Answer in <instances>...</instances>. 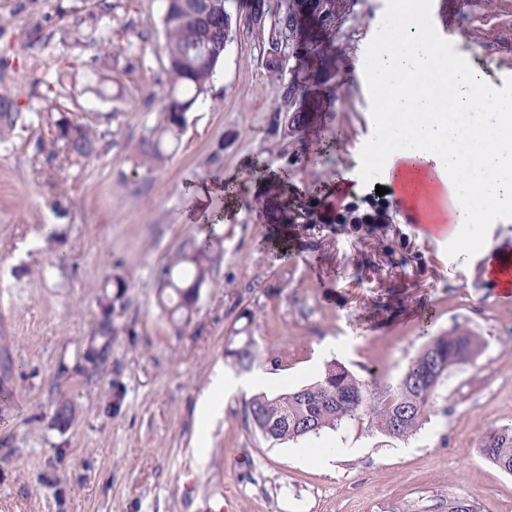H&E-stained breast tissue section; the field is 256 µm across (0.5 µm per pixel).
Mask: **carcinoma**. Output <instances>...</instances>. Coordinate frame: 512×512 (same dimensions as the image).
Masks as SVG:
<instances>
[{"label":"carcinoma","instance_id":"carcinoma-1","mask_svg":"<svg viewBox=\"0 0 512 512\" xmlns=\"http://www.w3.org/2000/svg\"><path fill=\"white\" fill-rule=\"evenodd\" d=\"M225 3L226 0H164L162 21L170 91L163 99L156 124L146 128L142 136V163L161 158L167 148L180 143L188 112L212 86L224 53L223 44L232 37ZM320 4L321 0H290L286 11L273 16L266 53L277 56L286 39L296 45L301 55L330 63L322 43L305 35L303 27L305 16L319 27L328 25L319 17ZM310 75L311 71L299 69L282 84L281 97L285 103H293L299 83ZM24 119L15 97L1 93L0 134ZM54 126L57 134L48 142L38 139L39 149L48 146L51 156L61 155L73 164L98 153L101 137L90 124L62 115ZM219 243V238L211 236L177 253L161 271L159 304L172 322L190 324ZM100 305L102 318L95 335L102 339V349L108 350L112 337L118 333L113 318L114 298L105 294ZM229 344L232 348L227 354L233 364L241 371L251 370L257 360L253 338H232ZM482 347L481 338L469 330L453 328L438 333L428 339L394 388L362 379L346 366L331 361L312 384L274 397L260 393L250 398L246 403V424L265 440L280 443L317 436L325 429L334 430L350 421L364 423L393 439H405L428 420L448 372L473 359ZM480 452L498 467L512 469V426L488 430Z\"/></svg>","mask_w":512,"mask_h":512}]
</instances>
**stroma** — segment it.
<instances>
[{
    "label": "stroma",
    "mask_w": 512,
    "mask_h": 512,
    "mask_svg": "<svg viewBox=\"0 0 512 512\" xmlns=\"http://www.w3.org/2000/svg\"><path fill=\"white\" fill-rule=\"evenodd\" d=\"M253 2L227 0L233 38L212 86L179 146L142 166L139 141L169 90L163 0H0V93L27 116L72 96L104 135L99 155L78 165L38 153L50 124L0 137V352L14 389L0 409V512H205L227 497L236 512H448L455 501L512 512V473L480 452L488 429L512 424V301L480 274L485 248L512 245V207L456 225L444 241L394 209L382 224L343 223L346 204L368 210L390 184L370 153L377 89L361 74L401 0H338L323 33L334 77L304 83L301 125L281 98L298 55L282 52L277 65L266 56ZM503 2L459 0L468 46L451 63L486 79L512 63ZM219 176L223 191L187 221V187ZM275 207L292 225L275 222ZM211 222L223 253L178 329L159 304L157 272ZM117 278L126 287L108 357L76 373ZM242 328L258 354L253 385L215 392L224 408L204 417L199 399L214 374L237 372L225 349ZM452 328L481 336L483 349L449 372L408 438L349 422L271 443L244 426L252 395L312 383L332 360L396 385L428 336ZM270 350L279 370L264 361ZM62 397L76 410L66 427L54 419ZM313 448L335 449L334 470Z\"/></svg>",
    "instance_id": "stroma-1"
}]
</instances>
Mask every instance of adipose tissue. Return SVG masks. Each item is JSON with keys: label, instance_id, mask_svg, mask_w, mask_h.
Returning a JSON list of instances; mask_svg holds the SVG:
<instances>
[{"label": "adipose tissue", "instance_id": "adipose-tissue-1", "mask_svg": "<svg viewBox=\"0 0 512 512\" xmlns=\"http://www.w3.org/2000/svg\"><path fill=\"white\" fill-rule=\"evenodd\" d=\"M406 22L412 33L410 47L402 53L395 50L399 28L389 27L388 48L369 71L375 84L387 83L408 69L416 70L421 80L429 79L434 69L429 43L419 35L416 17H407ZM392 106L404 111L408 122L403 126L382 123L373 151L383 156L387 167L407 161L417 171L436 176L453 197L450 223L486 219L512 204V178L499 175L505 166H512V136L502 131L507 113H483L479 127L470 128L450 121L419 94L393 101ZM462 141L475 142L476 150L459 155L457 145Z\"/></svg>", "mask_w": 512, "mask_h": 512}]
</instances>
